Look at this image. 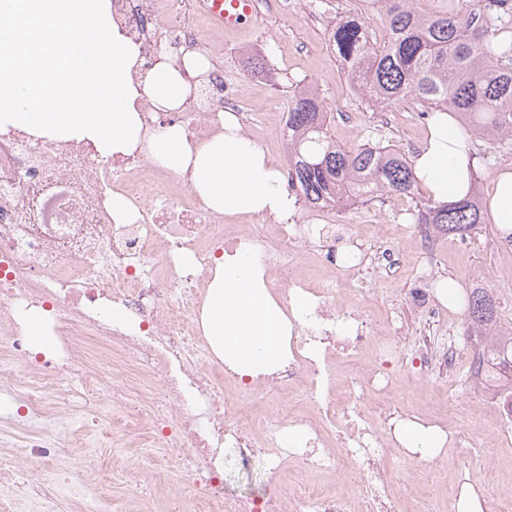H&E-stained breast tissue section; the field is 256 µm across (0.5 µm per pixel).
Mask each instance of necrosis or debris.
Segmentation results:
<instances>
[{
	"instance_id": "necrosis-or-debris-1",
	"label": "necrosis or debris",
	"mask_w": 512,
	"mask_h": 512,
	"mask_svg": "<svg viewBox=\"0 0 512 512\" xmlns=\"http://www.w3.org/2000/svg\"><path fill=\"white\" fill-rule=\"evenodd\" d=\"M111 6L113 26L140 47L131 74L152 69L160 49L174 59L188 50H218L189 10L175 9L172 0H111ZM212 80V98L179 111H158L142 96L144 131L179 125L198 142L226 111L240 112L242 123L252 124L240 101L225 94L223 71L215 70ZM116 194L129 204L128 223L112 214ZM324 230L321 224H273L257 217L230 234L223 217L200 205L188 180L175 178L145 150L104 157L87 142L1 132L0 427L10 428L15 453L0 458V488L18 489L32 512H52L67 497L79 501L80 512H114L111 500L77 483L66 467L59 477H40L29 487L14 484L18 460L56 458L66 434L81 431L86 416L72 408L62 389L73 375L98 390L97 413H121L132 425H150V453L164 457L168 472L194 489L199 512H398L390 480L377 463L382 435L371 429L363 407L369 402L380 417L394 415L381 401L392 379L380 361L399 356L402 338L394 331L375 342L360 326L338 331L352 305L332 310L329 297L337 278L361 265L350 247L361 233L335 237L321 255L329 276L319 290L296 276L304 247ZM244 245L263 266L269 287L314 296L293 338V362L254 390L264 396L297 392L319 426L284 404L256 416L227 399L229 373L211 362L190 317L216 254ZM33 305L49 307L56 343L49 357L19 376L15 366L28 359L29 338L18 313ZM367 348L378 365L349 373L342 398H335L334 362ZM291 427L307 436L298 454L304 465L339 469L366 456L357 510L329 489L304 487L285 500L272 487L258 503L225 495V448H233L237 467L247 471L258 455L274 457L283 430ZM330 436L338 448L333 455L323 448Z\"/></svg>"
}]
</instances>
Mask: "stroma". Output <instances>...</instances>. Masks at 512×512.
<instances>
[{"instance_id":"stroma-1","label":"stroma","mask_w":512,"mask_h":512,"mask_svg":"<svg viewBox=\"0 0 512 512\" xmlns=\"http://www.w3.org/2000/svg\"><path fill=\"white\" fill-rule=\"evenodd\" d=\"M355 5L356 0H306L303 9L292 13L262 5L253 23L236 31L217 29L202 13L196 20L201 30L218 39L222 54L215 64L223 69L226 81L239 94L245 110L257 116L260 126L273 125L276 115L287 111L292 88L311 84L332 114L329 131L337 144L354 149L383 140L413 157L427 132V115L409 103L385 113L372 107L351 91L343 66L329 47L330 28ZM258 61L263 62V70H255ZM426 200L420 191L410 196L378 193L370 200L325 212L300 201L292 221L316 224L325 213L333 224H387L403 239V266L396 279L363 270L336 283L337 298L358 299L376 332L386 333L393 319L402 327L404 351L389 365L393 380L389 400L398 405L399 418L417 416L434 421L452 437L444 454L424 459L391 442L390 423L374 419V426L388 439L383 463L402 512H441L447 495L456 493L464 481L479 486L485 501L500 502L504 512H512V439L503 440L500 434L499 399L484 380L472 374L476 349L463 339L465 312L444 309L433 327L435 348L454 345L457 363L448 373L431 374L418 362L416 338L425 318L412 299L414 290L435 291L444 279L454 280L463 291L480 283L499 296L502 320L512 326V251L500 250L504 236L491 223L472 236L463 250L455 238L441 234L437 237L438 264L432 273H424L403 233L410 212ZM95 427L103 441L101 448L90 450L77 436L67 438L65 447L71 457L97 460L91 482L95 492L110 495L116 503L131 501L138 512H193L195 498L178 489L167 471L144 462L142 452L151 439L147 425H140L137 441L124 448L121 459L126 470L117 482L108 477L106 465L112 440L124 422L105 418L97 420ZM274 480L288 497L315 477L293 457L277 465L263 460L247 472L237 468L232 456L224 458L225 494L259 496Z\"/></svg>"}]
</instances>
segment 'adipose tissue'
Instances as JSON below:
<instances>
[{"instance_id": "1", "label": "adipose tissue", "mask_w": 512, "mask_h": 512, "mask_svg": "<svg viewBox=\"0 0 512 512\" xmlns=\"http://www.w3.org/2000/svg\"><path fill=\"white\" fill-rule=\"evenodd\" d=\"M138 54V45L112 25L111 0H0V130L89 142L104 156L131 153L142 143L157 164L190 174L205 209L228 219L267 214L288 220L294 197L234 113L222 116V132L200 143L189 141L179 125L142 139V94L160 111L182 107L189 77L208 64L191 53L179 68L158 63L140 87L129 78ZM413 169L433 201L454 202L469 193L474 159L451 113H434ZM487 209L494 224L512 232L511 170L491 177ZM310 300L302 294L283 307L243 246L217 263L200 323L213 353L236 375H271L287 365L294 325ZM392 437L423 458L443 454L449 442L445 429L417 418L396 420Z\"/></svg>"}]
</instances>
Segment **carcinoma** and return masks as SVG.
I'll return each mask as SVG.
<instances>
[{"label": "carcinoma", "instance_id": "1", "mask_svg": "<svg viewBox=\"0 0 512 512\" xmlns=\"http://www.w3.org/2000/svg\"><path fill=\"white\" fill-rule=\"evenodd\" d=\"M361 7L331 29L329 45L351 89L380 108L413 101L432 112H453L465 134L490 137L512 150V0H476L467 9L422 15L413 0H358ZM378 7L385 36L372 32L364 11ZM288 159L295 187L314 206L342 205L378 192L413 195L412 164L392 144L346 149L332 139L317 89L296 88L288 104ZM414 223L469 238L484 228L481 195L473 188L448 204L431 200ZM501 302L473 285L464 336L478 349L476 375L512 405V331L502 328Z\"/></svg>", "mask_w": 512, "mask_h": 512}]
</instances>
